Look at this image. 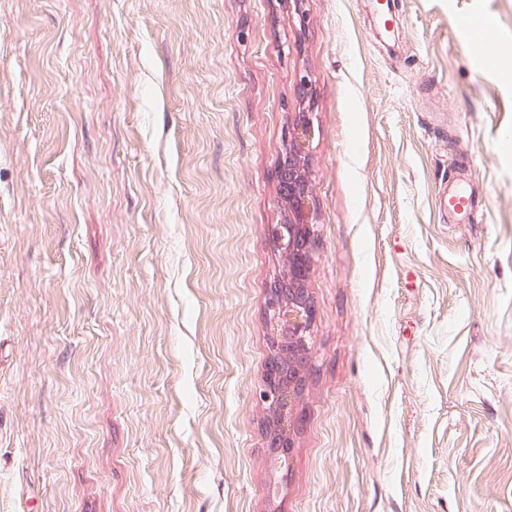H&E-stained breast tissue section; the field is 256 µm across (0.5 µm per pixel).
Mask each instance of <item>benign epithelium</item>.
Segmentation results:
<instances>
[{
    "mask_svg": "<svg viewBox=\"0 0 512 512\" xmlns=\"http://www.w3.org/2000/svg\"><path fill=\"white\" fill-rule=\"evenodd\" d=\"M313 138L312 113H295L284 133L278 168L284 215L282 222L274 225L271 238L277 251L288 259V275L275 280L268 288L264 314L272 330L271 343L277 348L288 345V353L278 364L266 365L264 372V398L275 418L274 429L266 433L274 448H292L286 422L293 415L311 358L315 310L305 283L317 223L309 180Z\"/></svg>",
    "mask_w": 512,
    "mask_h": 512,
    "instance_id": "7a95c632",
    "label": "benign epithelium"
}]
</instances>
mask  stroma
I'll use <instances>...</instances> for the list:
<instances>
[{"label":"stroma","instance_id":"35a3bbf8","mask_svg":"<svg viewBox=\"0 0 512 512\" xmlns=\"http://www.w3.org/2000/svg\"><path fill=\"white\" fill-rule=\"evenodd\" d=\"M305 9L0 0V512H512V0ZM306 107L283 468L264 300ZM313 138L312 113H294L284 133L278 168L284 215L281 224L274 225L271 232L277 251L288 259V275L270 285L264 302L265 319L273 331L271 347L275 344L264 372V398L268 403L266 433L272 448H292L285 423L293 415L311 358L309 341L315 310L305 283L315 243L314 224H317L309 180ZM283 344L288 345V353L272 368L268 362ZM270 410L276 423L273 432L268 424Z\"/></svg>","mask_w":512,"mask_h":512}]
</instances>
